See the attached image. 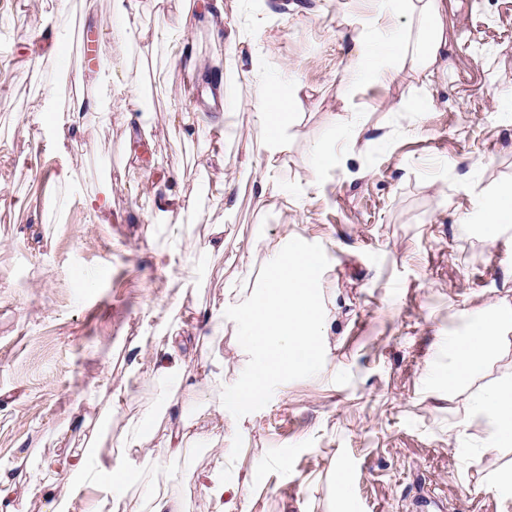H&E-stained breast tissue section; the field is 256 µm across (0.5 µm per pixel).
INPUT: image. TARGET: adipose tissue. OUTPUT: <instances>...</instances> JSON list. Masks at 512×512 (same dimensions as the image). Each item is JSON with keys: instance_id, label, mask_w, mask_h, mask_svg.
Masks as SVG:
<instances>
[{"instance_id": "1", "label": "adipose tissue", "mask_w": 512, "mask_h": 512, "mask_svg": "<svg viewBox=\"0 0 512 512\" xmlns=\"http://www.w3.org/2000/svg\"><path fill=\"white\" fill-rule=\"evenodd\" d=\"M114 20L112 36L125 44L138 47L140 53L163 52L168 63H177V48L183 43L185 27L159 23L151 39H144L137 25L141 0H109ZM400 10L416 15L423 24V36L414 49H406L399 39L386 42L382 62L365 60L364 74H373L379 65H387L389 74H399L404 62L432 76L439 62L443 30L438 22L437 0H398ZM95 85L103 92L126 95L133 104L132 112L123 117L130 137H138L149 114L140 104L136 77L115 81L112 66L102 67ZM294 103L274 86L246 103L245 109L255 137L256 152L275 153L281 143L288 113ZM100 110L97 97H77L66 108H59L54 87H44L40 110L35 119L34 138L51 137L62 142L71 134L83 132ZM155 204L167 215L178 241L173 250L159 252L157 263L165 274H177L182 288L195 287V272L184 261L183 252L206 253L208 245L185 235L183 219L195 213V201L163 192L155 195ZM321 259L309 251L302 237L284 232L281 244L274 250L265 270L259 291L244 293L236 287L226 288L224 300L214 306L208 316L211 334L223 336L227 310H234L248 368L244 377L225 387L224 403L242 412L262 404L273 382L287 380L297 373L312 372L323 355V339L329 329L318 282ZM172 314H165L152 335L166 338L162 356L156 359V372L174 376L183 388L184 402L193 405L202 392L223 385L224 361L206 360L202 369L190 367L179 352L184 339L173 330ZM512 353V305L496 303L487 307L482 319L465 333L449 337L448 366L442 376L449 387L463 388L484 375L490 364ZM472 417L488 425V451L512 447V375L496 380L475 396ZM96 437L87 438L77 461L65 473V490L43 491L45 512H76L77 504H87L90 512H186L183 501L167 492L154 491L142 503L130 505L121 487L129 478L128 470L119 464L102 461L97 452Z\"/></svg>"}]
</instances>
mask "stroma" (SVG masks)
Returning a JSON list of instances; mask_svg holds the SVG:
<instances>
[{"instance_id":"stroma-1","label":"stroma","mask_w":512,"mask_h":512,"mask_svg":"<svg viewBox=\"0 0 512 512\" xmlns=\"http://www.w3.org/2000/svg\"><path fill=\"white\" fill-rule=\"evenodd\" d=\"M59 2L0 0V469L21 512H42L40 486L63 489L85 436L99 431L101 455H119L117 437L147 410L155 442L182 419L201 427L195 447L166 464L164 487L189 512H213L205 489L219 468L236 512H512V499L486 490L512 467V447L485 452V427L468 421L475 391L512 374V354L464 389L437 376L450 325L512 304V227L464 232L487 194L512 188V111L495 106L512 98V0H440L448 43L428 78L357 75L361 46L419 34L416 17L375 0H143L144 35L159 16L188 17L189 55L200 72L226 76L224 130L199 136L180 120L202 108L184 64L156 79L158 61L112 41L107 0H76L72 11ZM217 7L220 34L205 20ZM40 17L49 26L35 42ZM81 34L86 62L74 51ZM56 37L57 67L35 70ZM231 45L239 60L229 71ZM106 60L137 71L156 112L144 137L127 144L118 95L102 96L100 121L65 146L22 135L43 86L70 99ZM265 83L296 98L279 151L260 157L241 109ZM66 168L81 190L58 184ZM247 168L270 175L276 197L236 184ZM157 186L197 200L194 238L224 226L223 253L195 259V293L157 267L171 241L167 218L149 207ZM106 187L112 212L96 222L84 200ZM284 224L321 256L333 325L316 373L274 383L260 407L223 419L209 416L223 387L183 408L177 381L156 378L152 356L139 354L148 318L178 309L185 361L219 351L225 385L238 382L247 359L234 323L207 345L202 311L223 301L225 285L260 289ZM120 388L125 402L103 421Z\"/></svg>"}]
</instances>
